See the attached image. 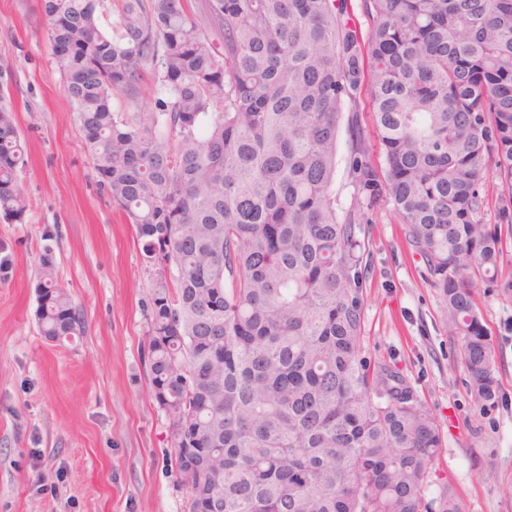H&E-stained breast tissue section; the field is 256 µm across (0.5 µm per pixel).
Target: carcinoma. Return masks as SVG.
I'll list each match as a JSON object with an SVG mask.
<instances>
[{
	"label": "carcinoma",
	"mask_w": 512,
	"mask_h": 512,
	"mask_svg": "<svg viewBox=\"0 0 512 512\" xmlns=\"http://www.w3.org/2000/svg\"><path fill=\"white\" fill-rule=\"evenodd\" d=\"M104 9L42 0L43 36L156 273L145 350L187 512H430L440 426L366 357L363 224L392 206L470 391L495 399L474 288L512 238V0H359L366 35L351 0H120L110 31ZM147 76L158 111L116 110ZM24 167L0 107L3 219L28 211ZM40 266L41 332L72 336L81 312Z\"/></svg>",
	"instance_id": "1"
}]
</instances>
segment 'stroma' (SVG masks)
Returning a JSON list of instances; mask_svg holds the SVG:
<instances>
[{
  "instance_id": "stroma-1",
  "label": "stroma",
  "mask_w": 512,
  "mask_h": 512,
  "mask_svg": "<svg viewBox=\"0 0 512 512\" xmlns=\"http://www.w3.org/2000/svg\"><path fill=\"white\" fill-rule=\"evenodd\" d=\"M43 27L40 0H0V102L24 143L30 202L23 221L0 219V512H186L144 356L155 277L97 182ZM364 230L366 346L441 425L430 498L448 486L461 512H512V251L495 286L476 290L498 380L484 404L400 219L384 206ZM46 253L83 315L57 341L37 317Z\"/></svg>"
}]
</instances>
